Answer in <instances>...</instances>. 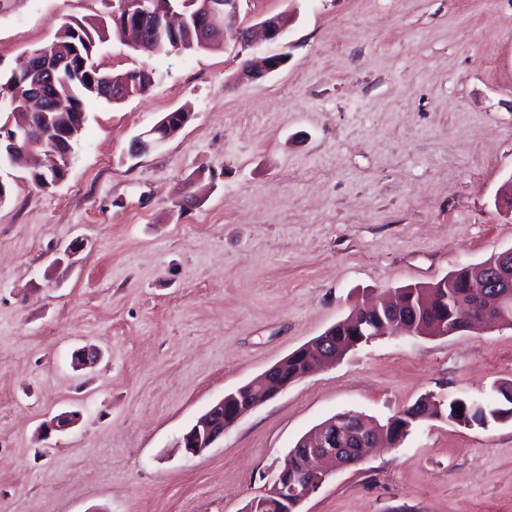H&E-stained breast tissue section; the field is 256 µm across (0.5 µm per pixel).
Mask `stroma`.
I'll list each match as a JSON object with an SVG mask.
<instances>
[{"mask_svg": "<svg viewBox=\"0 0 512 512\" xmlns=\"http://www.w3.org/2000/svg\"><path fill=\"white\" fill-rule=\"evenodd\" d=\"M114 2L0 0V72ZM279 13L291 21L270 50L288 62L256 81L231 41L165 54L111 39L102 70L149 68L152 89L87 101L58 184L0 169V512H242L335 414L494 402L512 382V328L379 336L202 455L179 447L368 296L512 249V0H241L238 20ZM180 108L175 136L129 154ZM85 346L103 359L75 369ZM64 411L79 423L39 439ZM300 512H512V420L425 421Z\"/></svg>", "mask_w": 512, "mask_h": 512, "instance_id": "obj_1", "label": "stroma"}]
</instances>
